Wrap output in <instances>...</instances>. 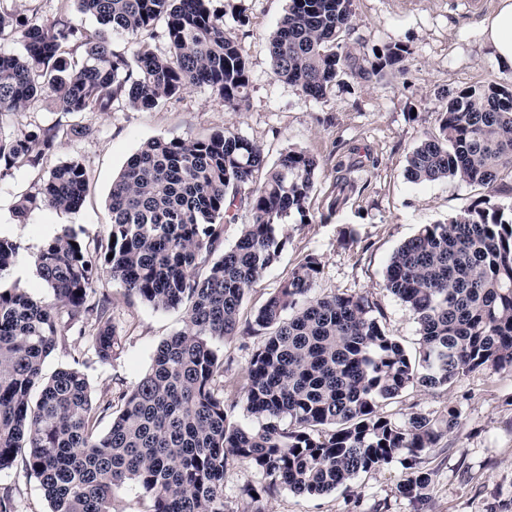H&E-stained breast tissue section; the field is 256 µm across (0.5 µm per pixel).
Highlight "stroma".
<instances>
[{
    "label": "stroma",
    "mask_w": 512,
    "mask_h": 512,
    "mask_svg": "<svg viewBox=\"0 0 512 512\" xmlns=\"http://www.w3.org/2000/svg\"><path fill=\"white\" fill-rule=\"evenodd\" d=\"M476 11L470 0H355L353 28L346 41L369 52L387 44L406 48V73L388 84L343 78L322 99L302 96L276 80L269 66L266 37L284 14L288 0H214L224 10V24L240 39L250 68L249 105L225 107L210 87L189 88L149 111L117 105L109 112L67 114L38 100L25 111L0 115V135L11 136L34 126L89 125L91 138L64 137L42 166H23L0 179V236L16 241L26 255L0 279L37 296L48 295L46 283L29 260L63 229L89 241H107L111 214L108 195L128 157L153 138L204 137L229 129L264 148L268 161L302 148L317 156L320 168L306 217L286 218L281 230L288 244L248 293L241 321L252 319L269 293L308 254L319 255L323 270L314 289L324 296L363 293L378 304L380 324L410 356L419 351L418 326L412 313L385 290L383 275L392 252L423 226L444 224L472 204L486 208L512 206V193L455 179L410 182L406 158L438 128L437 115L446 95L488 83H512V72L500 69L484 35V24L499 0ZM78 159L89 175L83 205L65 212L33 211L19 223L15 204L59 162ZM97 287L112 300V315L122 346L112 361L98 362L85 338L69 332L46 359L43 372L79 366L93 402L114 399L131 389L150 369L161 341L180 330L182 312L153 308L128 295L110 276ZM261 337H233L223 344L224 396L233 400L244 369ZM461 411L459 425L441 444L446 451L430 457L436 471L425 502L399 496L402 465L360 475L349 488L309 497L281 488L263 497V512H512V370L484 368L458 378L445 389H411L384 403L394 419L410 411L441 414L448 406ZM266 478L250 465L233 463L224 471V512H242L250 487ZM10 491L19 512H48L35 479L23 461L0 471V492Z\"/></svg>",
    "instance_id": "stroma-1"
}]
</instances>
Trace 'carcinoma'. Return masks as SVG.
I'll return each instance as SVG.
<instances>
[{
    "instance_id": "obj_1",
    "label": "carcinoma",
    "mask_w": 512,
    "mask_h": 512,
    "mask_svg": "<svg viewBox=\"0 0 512 512\" xmlns=\"http://www.w3.org/2000/svg\"><path fill=\"white\" fill-rule=\"evenodd\" d=\"M76 2L77 14L68 3ZM0 0V113L22 112L49 96L67 113L110 112L116 103L148 111L205 84L240 111L248 102L249 62L212 0H59L55 16L33 20ZM92 15L105 29L78 19ZM354 0H288L266 42L273 76L302 95L324 98L342 76L369 81L404 73L408 51L387 45L365 53L347 45ZM138 39L133 54L112 48L108 32ZM162 39L169 51L156 53ZM83 51L81 67L69 58ZM91 126H37L0 136V178L36 168L61 136H94ZM319 160L290 149L268 164L264 149L236 133L154 138L132 154L112 182L108 243L70 230L26 256L0 238V279L29 257L51 289L33 297L0 287V471L24 453L49 512H114L113 487L133 481L147 512H224V470L253 466L269 482L251 487L244 512L284 487L323 495L359 475L408 457L400 496L424 501L434 471L425 467L458 426L455 405L439 416L412 411L397 421L383 402L410 387L437 389L487 366L512 369V212L475 204L446 224L426 225L392 253L384 288L419 327L411 357L380 325L363 294L312 295L322 261L308 254L240 325L247 293L284 250L280 221L306 216ZM413 183L457 179L512 186V85L490 83L448 94L438 132L407 159ZM77 159L50 169L15 206L19 221L39 207L75 210L88 190ZM241 225L224 247V225ZM142 302L181 310L185 326L156 348L149 371L117 400L92 403L84 373L43 374L45 359L74 328L107 363L120 349L112 301L90 302L102 274ZM264 335L246 369L241 401L228 402L224 354L215 343ZM260 422L230 421L238 403ZM112 416L105 431L97 423Z\"/></svg>"
}]
</instances>
